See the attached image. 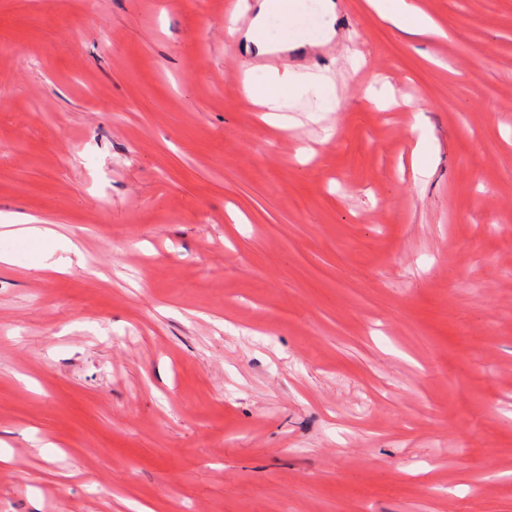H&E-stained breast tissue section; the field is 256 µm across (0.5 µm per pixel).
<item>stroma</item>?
I'll return each mask as SVG.
<instances>
[{"label":"stroma","mask_w":512,"mask_h":512,"mask_svg":"<svg viewBox=\"0 0 512 512\" xmlns=\"http://www.w3.org/2000/svg\"><path fill=\"white\" fill-rule=\"evenodd\" d=\"M335 2L272 59L244 0H0V215L83 255L0 235V512H512V0ZM380 14L408 35H420L433 29V21L408 0H374ZM301 90L311 91L320 100L323 112H337L340 108L331 85L312 82L306 74L288 68L282 72L277 69L267 71L260 84H253L250 80L243 83L247 98L254 105L265 107L267 112H280L288 106V100ZM19 224H25L27 226L8 231L11 234H17L24 238L38 241L49 238L52 233L49 229H43L34 224H39V221L33 216H25L21 221H15L12 224H1V226H15Z\"/></svg>","instance_id":"stroma-1"}]
</instances>
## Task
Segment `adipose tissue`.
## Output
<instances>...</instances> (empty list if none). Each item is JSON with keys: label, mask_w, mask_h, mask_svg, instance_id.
<instances>
[{"label": "adipose tissue", "mask_w": 512, "mask_h": 512, "mask_svg": "<svg viewBox=\"0 0 512 512\" xmlns=\"http://www.w3.org/2000/svg\"><path fill=\"white\" fill-rule=\"evenodd\" d=\"M376 7L384 18L408 35H420L434 27L432 20L411 0H376ZM251 9L254 18L243 40L247 52L257 56L270 53L275 43L286 49L315 46L335 32L334 0H324L323 18L312 28L304 26L298 0H254ZM301 90L320 100L322 111L335 112L340 108L331 85L310 81L306 74L293 70L272 69L261 83L247 81L243 84L247 98L271 112L287 107L289 99Z\"/></svg>", "instance_id": "ef3b65f1"}]
</instances>
